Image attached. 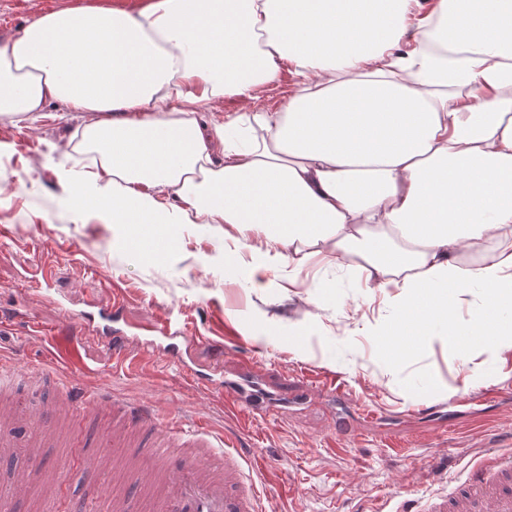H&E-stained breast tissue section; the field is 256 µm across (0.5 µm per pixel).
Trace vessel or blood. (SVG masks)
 I'll return each mask as SVG.
<instances>
[{
    "label": "vessel or blood",
    "instance_id": "obj_1",
    "mask_svg": "<svg viewBox=\"0 0 512 512\" xmlns=\"http://www.w3.org/2000/svg\"><path fill=\"white\" fill-rule=\"evenodd\" d=\"M120 304L99 306L87 302L80 318L95 325L102 339L122 359L130 345L118 329ZM148 348L159 351L193 382L201 377L189 365L181 348L184 327L169 321L139 326ZM43 380L40 372L20 375L0 358V469H9L0 485V512H13L19 500L39 495L48 512L59 498V481H33L31 468L59 439L55 415L74 412L79 424L105 422L97 447L87 462L97 472L122 471L135 477L141 492L131 497L113 490L111 497L91 496L75 512H263L252 463L233 442L213 434L206 423L185 427L181 418L130 401L112 399L104 390L81 400L64 395L49 411L38 413L23 402L7 403L20 378ZM227 403L259 414L275 405L274 396L244 380L224 381ZM425 512H512V454H485L452 494H431Z\"/></svg>",
    "mask_w": 512,
    "mask_h": 512
}]
</instances>
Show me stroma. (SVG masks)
Returning <instances> with one entry per match:
<instances>
[{
  "mask_svg": "<svg viewBox=\"0 0 512 512\" xmlns=\"http://www.w3.org/2000/svg\"><path fill=\"white\" fill-rule=\"evenodd\" d=\"M138 0H0V46L35 17L93 3L130 8ZM295 88L281 72L278 84L258 89L252 106L225 98L227 115L275 110ZM37 123L0 117V357L18 371L41 364L50 376L36 398L52 404L66 387L104 389L175 415L208 417L212 430L237 437L262 467L258 490L266 512H389L395 496L417 499L455 489L484 449H512V350L461 366L454 350L423 351L400 364L387 360L374 329L393 322L390 299L367 287L361 266L348 258L309 264L297 286L279 269L264 292L251 288L240 267L224 258V245L186 226L157 261L124 248L107 214L75 210L48 161L50 143L68 140L72 123L56 104ZM111 303L120 295V325L129 329L165 318L185 326L187 354L205 378L256 381L280 398L278 408L255 418L225 411L217 394L187 383L163 356L147 357L128 373L94 325L79 320L89 295ZM320 298L313 307L307 296ZM224 346L212 364L209 346ZM69 376V386L57 379ZM322 376L345 380L336 396L316 387ZM498 386L490 400H477ZM350 416L351 438L336 433ZM85 449H74L60 499L80 503L108 493L89 469ZM294 491L286 493L284 481Z\"/></svg>",
  "mask_w": 512,
  "mask_h": 512,
  "instance_id": "1",
  "label": "stroma"
}]
</instances>
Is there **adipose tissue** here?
<instances>
[{"label":"adipose tissue","instance_id":"adipose-tissue-1","mask_svg":"<svg viewBox=\"0 0 512 512\" xmlns=\"http://www.w3.org/2000/svg\"><path fill=\"white\" fill-rule=\"evenodd\" d=\"M297 91L226 138L281 63ZM73 114L101 169L59 170L75 209L107 207L125 247L162 256L204 224L297 284L306 262L365 260L393 298L391 362L512 349V0H147L38 12L0 48V117ZM484 288L469 322L455 305Z\"/></svg>","mask_w":512,"mask_h":512}]
</instances>
